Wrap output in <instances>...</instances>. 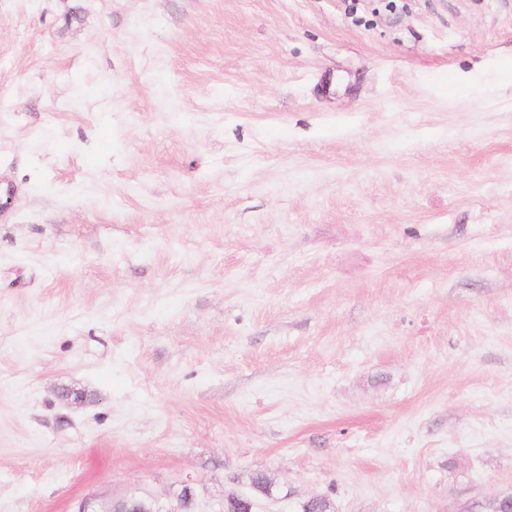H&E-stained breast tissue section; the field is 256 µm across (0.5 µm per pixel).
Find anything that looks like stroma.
I'll return each mask as SVG.
<instances>
[{"instance_id":"stroma-1","label":"stroma","mask_w":512,"mask_h":512,"mask_svg":"<svg viewBox=\"0 0 512 512\" xmlns=\"http://www.w3.org/2000/svg\"><path fill=\"white\" fill-rule=\"evenodd\" d=\"M0 197V512L512 488V0H0ZM126 497L110 502H104L103 499L96 495L87 496L77 504L75 512H180L179 504L173 499H168L166 502H155L150 506L129 503ZM122 504L121 508H115V505Z\"/></svg>"}]
</instances>
